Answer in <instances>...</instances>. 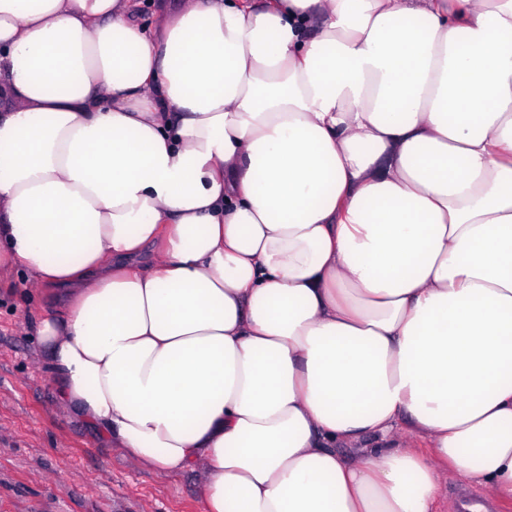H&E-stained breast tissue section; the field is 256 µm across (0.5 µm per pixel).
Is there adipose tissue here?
<instances>
[{
  "instance_id": "ef3b65f1",
  "label": "adipose tissue",
  "mask_w": 512,
  "mask_h": 512,
  "mask_svg": "<svg viewBox=\"0 0 512 512\" xmlns=\"http://www.w3.org/2000/svg\"><path fill=\"white\" fill-rule=\"evenodd\" d=\"M0 99V269L106 447L202 512L512 499V0H0ZM476 506H483L484 509L473 512H512V501L491 500L480 486L465 481L456 473H449L448 500L441 501L435 511L471 512V508Z\"/></svg>"
}]
</instances>
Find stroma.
<instances>
[{
	"label": "stroma",
	"mask_w": 512,
	"mask_h": 512,
	"mask_svg": "<svg viewBox=\"0 0 512 512\" xmlns=\"http://www.w3.org/2000/svg\"><path fill=\"white\" fill-rule=\"evenodd\" d=\"M41 307L0 293V512H200L199 474L157 473L65 413L36 360L32 320ZM512 512V501L448 475L438 512Z\"/></svg>",
	"instance_id": "1"
}]
</instances>
